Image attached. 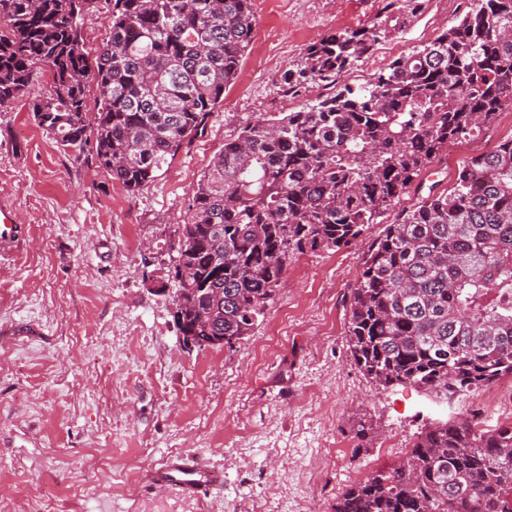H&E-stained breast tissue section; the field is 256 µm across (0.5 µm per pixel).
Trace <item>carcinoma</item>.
<instances>
[{"label":"carcinoma","instance_id":"carcinoma-1","mask_svg":"<svg viewBox=\"0 0 512 512\" xmlns=\"http://www.w3.org/2000/svg\"><path fill=\"white\" fill-rule=\"evenodd\" d=\"M423 2L387 0L372 26L308 45L282 84L295 96L310 81L334 93L258 119L213 156L177 229L180 334L234 348L293 258L347 247L392 210L350 292L357 366L450 402L512 376V137L460 162L450 187L396 209L448 145L512 112V0H467L430 44L365 85L337 86ZM93 9L109 36L91 59L82 22ZM0 20V107L44 66L51 85L30 103L38 126L65 150H91L131 193L206 124L255 29L252 0H0ZM335 512H512V424L438 423L398 465L347 486Z\"/></svg>","mask_w":512,"mask_h":512}]
</instances>
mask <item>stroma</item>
<instances>
[{
	"instance_id": "obj_1",
	"label": "stroma",
	"mask_w": 512,
	"mask_h": 512,
	"mask_svg": "<svg viewBox=\"0 0 512 512\" xmlns=\"http://www.w3.org/2000/svg\"><path fill=\"white\" fill-rule=\"evenodd\" d=\"M384 0H253L254 36L206 126L130 193L91 152L60 147L27 100L0 111V200L30 247L0 266V512H334L431 423L481 411L364 375L347 343L349 294L369 244L292 260L266 316L234 349L186 348L174 326L176 229L211 159L246 125L329 94L281 76L330 33L371 25ZM465 0H427L346 74L352 84L457 23ZM366 425L371 441L359 447ZM182 455L222 471L198 496L157 488Z\"/></svg>"
}]
</instances>
